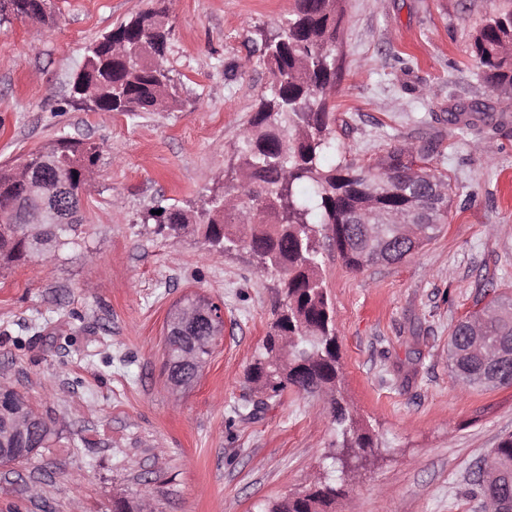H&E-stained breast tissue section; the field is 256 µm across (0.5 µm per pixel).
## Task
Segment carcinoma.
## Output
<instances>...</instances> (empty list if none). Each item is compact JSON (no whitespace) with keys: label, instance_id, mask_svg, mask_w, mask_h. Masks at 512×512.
Instances as JSON below:
<instances>
[{"label":"carcinoma","instance_id":"carcinoma-1","mask_svg":"<svg viewBox=\"0 0 512 512\" xmlns=\"http://www.w3.org/2000/svg\"><path fill=\"white\" fill-rule=\"evenodd\" d=\"M112 28L86 50L85 81L71 92L72 103L91 97L97 112H153L179 102L178 87L164 65L171 34L166 0ZM345 0H294L283 31L260 33L259 62L268 70L270 86L243 133L239 168L245 181L242 195L250 205L229 204L215 194L199 211L177 206H153L143 220L178 234L194 232L222 251L249 239L259 250L256 274L265 267L281 276L288 303H279L270 331L247 372V379L269 398L286 389L338 392L342 368L335 334L333 307L321 267L322 239L332 241L337 255L354 271L374 264L362 220L370 215L399 216L418 224L413 252L436 237L445 223L452 190L447 181L426 167L414 172L416 161L433 152L407 143L390 147L366 165H327L333 149L335 106L329 98L340 75L333 62L345 19ZM33 18L52 19L40 0H0V24ZM470 55L493 91L512 94V0L478 26L471 35ZM100 147L90 141L61 138L46 151L25 155L32 174L44 183L50 202L68 198L64 213L71 221L23 224L19 214L0 210V268L25 264L46 240L55 250L67 249L82 234L81 199L85 170L97 164ZM16 163L0 165V207L18 197ZM162 210L157 215L155 211ZM483 316L480 333L505 355L498 364L486 361L474 347L461 342L464 320L452 328L448 360L454 377L468 386L512 385V296L504 293L472 316ZM297 344L278 355L279 337ZM0 448H48L52 424L36 426L24 435L10 431L21 401L10 394L0 402ZM329 414L336 426V447L361 453L374 447L370 429L350 414L340 400H331ZM501 477L476 483L484 500L512 501V436L491 452ZM339 491L330 482L314 483L288 495L270 512H328Z\"/></svg>","mask_w":512,"mask_h":512}]
</instances>
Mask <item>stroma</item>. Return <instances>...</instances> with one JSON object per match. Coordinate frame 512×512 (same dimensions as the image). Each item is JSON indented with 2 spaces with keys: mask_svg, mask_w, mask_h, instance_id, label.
Wrapping results in <instances>:
<instances>
[{
  "mask_svg": "<svg viewBox=\"0 0 512 512\" xmlns=\"http://www.w3.org/2000/svg\"><path fill=\"white\" fill-rule=\"evenodd\" d=\"M56 22L0 25V163L67 137L99 145L83 237L55 261L0 270V385L57 432L22 467L0 466V512H113L148 491L154 512H266L305 490L336 444L329 396L293 389L254 402L246 377L281 297L248 250L221 252L144 222L156 203L194 210L240 182L238 149L266 91L251 59L292 0H168L166 64L177 107L127 115L69 101L94 40L152 0H51ZM499 0H347L330 98L338 160L433 142L450 183L448 222L398 264L349 270L323 250L341 395L375 446L332 512H481L474 472L512 434V386L469 387L448 334L488 294L512 292V95L474 63L473 30ZM489 116L454 124L471 98ZM220 303L224 327L200 377L162 371L171 313Z\"/></svg>",
  "mask_w": 512,
  "mask_h": 512,
  "instance_id": "35a3bbf8",
  "label": "stroma"
}]
</instances>
